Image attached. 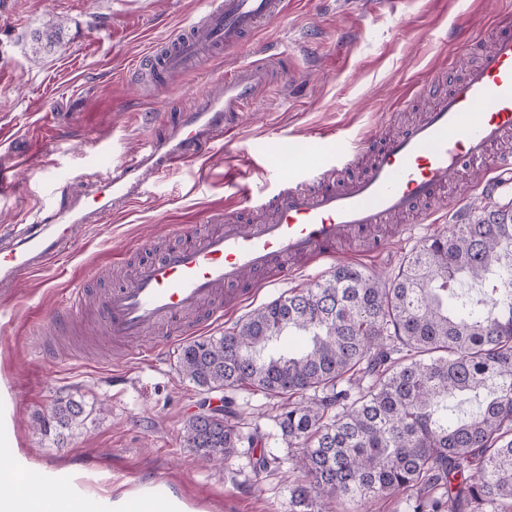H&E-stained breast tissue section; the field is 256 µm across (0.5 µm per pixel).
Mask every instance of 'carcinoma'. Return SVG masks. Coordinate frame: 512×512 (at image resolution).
Instances as JSON below:
<instances>
[{
    "instance_id": "obj_1",
    "label": "carcinoma",
    "mask_w": 512,
    "mask_h": 512,
    "mask_svg": "<svg viewBox=\"0 0 512 512\" xmlns=\"http://www.w3.org/2000/svg\"><path fill=\"white\" fill-rule=\"evenodd\" d=\"M35 52L61 41L47 25ZM481 286L467 296L463 285ZM298 331L306 343L279 349ZM178 371L201 390L260 391L281 401L277 426L301 480L291 512L406 495L409 512H512V204L488 202L425 239L388 283L362 268L291 289L222 336L185 346ZM484 402L464 418L467 394ZM57 402L43 429L84 422ZM239 426L192 416L183 443L219 463Z\"/></svg>"
}]
</instances>
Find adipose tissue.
Listing matches in <instances>:
<instances>
[{
	"mask_svg": "<svg viewBox=\"0 0 512 512\" xmlns=\"http://www.w3.org/2000/svg\"><path fill=\"white\" fill-rule=\"evenodd\" d=\"M83 506L79 490L61 491L52 480L27 490L0 478V512H80ZM102 512H188V507L174 497L158 498L147 492L132 497L123 493L105 498Z\"/></svg>",
	"mask_w": 512,
	"mask_h": 512,
	"instance_id": "ef3b65f1",
	"label": "adipose tissue"
}]
</instances>
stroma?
Masks as SVG:
<instances>
[{
	"mask_svg": "<svg viewBox=\"0 0 512 512\" xmlns=\"http://www.w3.org/2000/svg\"><path fill=\"white\" fill-rule=\"evenodd\" d=\"M207 6L208 0H0V233L31 223L48 200L83 196L101 153L116 164L133 159L239 62L275 61L234 142H216L168 176L148 179L142 197L112 223L86 225L68 257L0 296V380L9 392L0 412L10 417L0 439L29 460L24 484L49 470L89 502L147 491L175 495L191 512H289L292 450L275 428L273 400L231 392L229 420L258 441L220 465H204L185 448L182 433L205 395L179 374L178 349L145 360L76 335L72 360L61 364L29 329L63 311L73 288L86 286L94 297L126 285L129 266L164 243L188 242L210 229L213 212L229 207L249 215L241 187L257 196L282 183L267 154L271 140L383 138L415 122L430 101L423 93L407 98L409 87L447 84L452 68L464 73L459 44L489 46L493 21L512 12V0H288L286 12L245 48L216 50L145 85L138 76L143 56ZM52 19L62 24L61 46L34 53V32ZM403 228L392 222L380 229L385 250L375 257L342 245L343 262L389 280L428 235ZM330 272L310 266L259 286L207 335L232 330L263 304ZM68 398L84 403L83 425L61 438L39 431V417ZM264 448L280 462L258 475L252 459Z\"/></svg>",
	"mask_w": 512,
	"mask_h": 512,
	"instance_id": "stroma-1",
	"label": "stroma"
}]
</instances>
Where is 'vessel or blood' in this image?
I'll use <instances>...</instances> for the list:
<instances>
[{"mask_svg": "<svg viewBox=\"0 0 512 512\" xmlns=\"http://www.w3.org/2000/svg\"><path fill=\"white\" fill-rule=\"evenodd\" d=\"M287 0H210L206 12L180 34L154 48L142 73L154 76L184 67L212 48H242L257 29L280 18ZM477 60L462 78L430 92L423 118L397 136H369L336 150L322 165V140L302 141L293 154L277 150L285 178L281 189L256 202L263 221L224 219L215 231L187 245H174L142 262L129 285L99 299L97 327L108 343H137L140 356L160 355L222 320L212 309L218 293L245 301L256 288L254 273L278 282L294 276V261L319 264L337 259L343 240L396 216L430 221L424 204L442 197L462 169L489 177L494 147L512 134V20L503 19L489 49L473 46ZM268 77L266 65L249 62L224 80L223 94L182 113L170 133L150 141L124 163H105L86 199L40 210L32 223L17 224L0 239V288L43 272L71 247L78 224H103L140 196L148 176H165L202 149L232 139L245 107ZM368 156L366 172L335 186L354 160ZM367 240V239H366ZM84 295L72 291L67 310L32 328L36 338L69 335L79 321Z\"/></svg>", "mask_w": 512, "mask_h": 512, "instance_id": "b4317fda", "label": "vessel or blood"}]
</instances>
